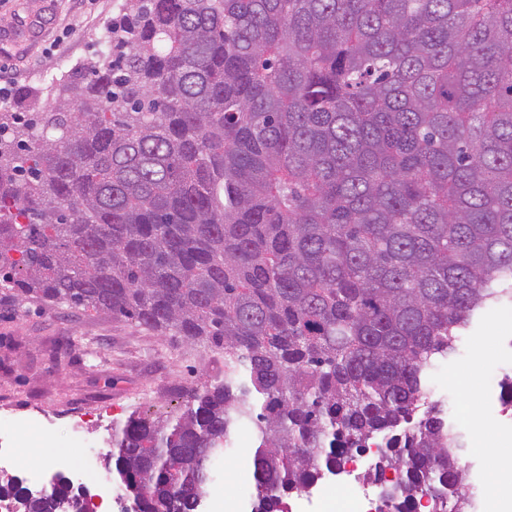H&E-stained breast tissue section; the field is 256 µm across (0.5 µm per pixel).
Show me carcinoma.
Returning a JSON list of instances; mask_svg holds the SVG:
<instances>
[{"label": "carcinoma", "instance_id": "cac0c4a2", "mask_svg": "<svg viewBox=\"0 0 512 512\" xmlns=\"http://www.w3.org/2000/svg\"><path fill=\"white\" fill-rule=\"evenodd\" d=\"M108 40L0 112V286L224 361L112 429L123 499L189 508L250 425V512L379 434L382 508L467 512L424 380L512 304V0H123Z\"/></svg>", "mask_w": 512, "mask_h": 512}]
</instances>
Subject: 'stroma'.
<instances>
[{
  "instance_id": "obj_1",
  "label": "stroma",
  "mask_w": 512,
  "mask_h": 512,
  "mask_svg": "<svg viewBox=\"0 0 512 512\" xmlns=\"http://www.w3.org/2000/svg\"><path fill=\"white\" fill-rule=\"evenodd\" d=\"M123 0H0V69L12 78L2 112H38L54 81L88 74L110 50L102 40ZM512 336V305L494 308L461 334L455 354L437 359L429 384L434 400L489 415L507 360L497 339ZM223 365L203 346L179 336H157L103 312L20 300L0 289V404L20 402L25 420L16 454L34 462L41 436L35 412L54 411L59 446L44 473L61 470L71 450L67 412L113 408L116 420L132 413L172 417L184 409L187 391ZM359 483L328 478L311 493L290 499L293 512H347Z\"/></svg>"
}]
</instances>
